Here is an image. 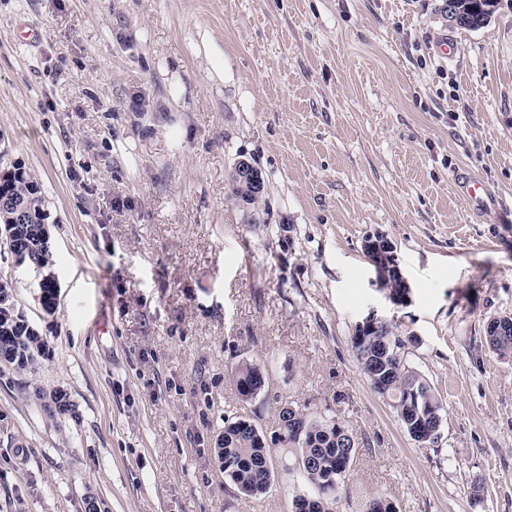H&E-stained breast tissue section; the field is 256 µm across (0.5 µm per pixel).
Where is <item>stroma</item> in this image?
<instances>
[{"instance_id": "1", "label": "stroma", "mask_w": 512, "mask_h": 512, "mask_svg": "<svg viewBox=\"0 0 512 512\" xmlns=\"http://www.w3.org/2000/svg\"><path fill=\"white\" fill-rule=\"evenodd\" d=\"M443 0H0V173L40 184L59 288L0 243L9 306L45 343L0 362V512H290L278 477L238 495L225 418L274 431L282 403L359 443L334 512H512V0L449 29ZM36 30L29 42L23 32ZM458 44L440 58L436 40ZM261 170L258 206L232 196ZM466 168L500 212L469 211ZM381 234L410 288L389 301ZM396 326L442 399L422 447L351 338ZM267 383L242 401L234 367ZM72 405L56 413V391ZM501 319L510 320L508 326L503 328L497 336H488L487 327L485 329V341L488 347L502 358L512 357V317H503Z\"/></svg>"}]
</instances>
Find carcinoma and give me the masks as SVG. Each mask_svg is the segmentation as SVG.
Listing matches in <instances>:
<instances>
[{
    "instance_id": "cac0c4a2",
    "label": "carcinoma",
    "mask_w": 512,
    "mask_h": 512,
    "mask_svg": "<svg viewBox=\"0 0 512 512\" xmlns=\"http://www.w3.org/2000/svg\"><path fill=\"white\" fill-rule=\"evenodd\" d=\"M498 2L450 0L448 26L480 29L489 22ZM3 180V191L28 206L32 217L18 224L11 211L0 209V235L10 240L12 247L27 250L53 265L46 228L48 215L38 182L21 167L6 172ZM232 183L233 195L240 201L248 205L261 201L263 193L258 187L235 177ZM485 341L500 357H512V320L503 332L487 335ZM0 343L10 346L11 363L19 369L32 364L35 355L44 350L36 331L8 308L0 309ZM352 344L373 390L392 408L409 436L424 446L437 444V433L423 440L416 437L418 432L426 434L436 429L444 420V407L426 378L410 365L406 341L393 326L384 323L369 333L355 331ZM233 378L244 402L254 399L266 384L264 370L250 361L239 363ZM220 437L216 457L224 477L240 494L265 493L274 481L276 463L282 471L304 479L314 488V494H299L293 499V512H332L336 490L345 483L358 454L357 439L338 418L317 416L291 403L280 410L278 431L269 438L245 415L225 420Z\"/></svg>"
}]
</instances>
